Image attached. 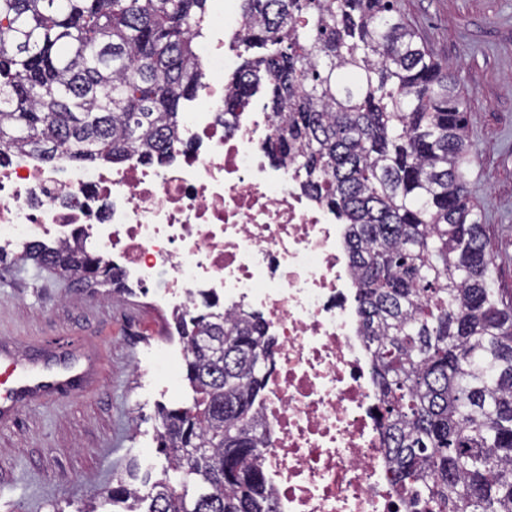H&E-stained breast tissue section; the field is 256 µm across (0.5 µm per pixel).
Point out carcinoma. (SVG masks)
Wrapping results in <instances>:
<instances>
[{
    "instance_id": "obj_1",
    "label": "carcinoma",
    "mask_w": 512,
    "mask_h": 512,
    "mask_svg": "<svg viewBox=\"0 0 512 512\" xmlns=\"http://www.w3.org/2000/svg\"><path fill=\"white\" fill-rule=\"evenodd\" d=\"M207 0H0V149L88 164L164 162L201 72ZM224 111L265 88L270 154L336 212L357 277L379 427L421 512H512V292L472 201L468 109L399 0H245ZM123 288L84 250L12 264ZM190 407L158 412L170 468L146 512H270L255 407L274 345L255 315L175 318ZM135 468L112 502L140 512Z\"/></svg>"
}]
</instances>
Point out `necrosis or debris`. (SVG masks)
Wrapping results in <instances>:
<instances>
[{"instance_id":"1","label":"necrosis or debris","mask_w":512,"mask_h":512,"mask_svg":"<svg viewBox=\"0 0 512 512\" xmlns=\"http://www.w3.org/2000/svg\"><path fill=\"white\" fill-rule=\"evenodd\" d=\"M218 23L198 47L201 85L172 160L48 165L0 161V248L83 241L173 313L198 300L259 315L276 352L258 414L259 464L277 512H414L393 482L359 331L344 229L273 161L276 120L246 101L224 111L243 0H210Z\"/></svg>"}]
</instances>
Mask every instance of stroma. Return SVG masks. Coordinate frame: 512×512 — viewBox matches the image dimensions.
<instances>
[{"instance_id": "stroma-1", "label": "stroma", "mask_w": 512, "mask_h": 512, "mask_svg": "<svg viewBox=\"0 0 512 512\" xmlns=\"http://www.w3.org/2000/svg\"><path fill=\"white\" fill-rule=\"evenodd\" d=\"M402 11L467 94L469 179L505 257L512 289V0H400ZM170 312L150 293L76 288L34 265L0 273V340L26 353L47 341L53 367L71 342L98 344V384L76 397L20 407L0 422V512H112L113 475L137 464L135 486L150 497L167 467L157 448L159 407H187L183 346L166 334Z\"/></svg>"}]
</instances>
